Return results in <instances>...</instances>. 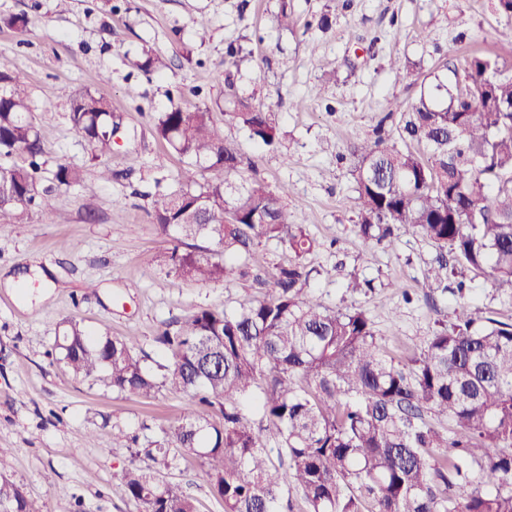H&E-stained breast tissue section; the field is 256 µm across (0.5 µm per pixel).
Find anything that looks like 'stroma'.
Wrapping results in <instances>:
<instances>
[{"instance_id":"obj_1","label":"stroma","mask_w":512,"mask_h":512,"mask_svg":"<svg viewBox=\"0 0 512 512\" xmlns=\"http://www.w3.org/2000/svg\"><path fill=\"white\" fill-rule=\"evenodd\" d=\"M284 3L296 20L287 29L275 22ZM21 13L30 19L26 32L0 28V70L27 84L46 174L60 164L80 168L97 193L89 207L79 187L61 186L29 223L0 225V451L11 478L47 512H138L119 492L131 452L113 446L112 433L120 427L150 440L186 406L185 396L165 388L139 399L102 378H74L53 354L64 321L135 337L137 349L162 364L167 356L155 343L162 323L264 297L270 274L291 258L270 241L233 283L169 276V243L151 222L149 196L176 186L184 162L155 136L157 113L213 106L218 131L238 141L259 176L291 186L288 211L319 242L304 259L310 290L331 308L366 310L389 356L408 362L452 320L455 295L426 286L438 255L431 241L399 231L390 245H371L358 235L351 148L377 130L397 131L395 107L417 97L415 76L453 80L474 54L512 63V44L501 37L512 17L494 0H71L64 12L56 0H0V15ZM146 47L164 59L162 72L138 68ZM231 47L243 57L232 74ZM394 58L408 76L391 72ZM86 90L111 100L120 129L111 154L98 160L68 121V92ZM230 94L271 113L277 150L225 119L216 104ZM105 166L113 180L99 179ZM353 273L370 289L347 290ZM464 280L476 318L512 320V305L488 276L469 272ZM155 470L198 512H224L194 453L173 452L170 466Z\"/></svg>"}]
</instances>
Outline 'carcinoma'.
<instances>
[{"mask_svg":"<svg viewBox=\"0 0 512 512\" xmlns=\"http://www.w3.org/2000/svg\"><path fill=\"white\" fill-rule=\"evenodd\" d=\"M68 97L72 128L94 157L109 154L111 102L91 91ZM32 112L24 81L0 72V157L21 158L0 163V213L10 224L49 205L55 185L96 195L65 164L44 184ZM402 114L398 138L380 131L353 145L359 236L381 244L396 229L416 231L439 250L434 285L446 291L449 276L483 272L512 303V65L469 56L453 83L421 89ZM224 116L258 146L279 145L269 113L231 99ZM154 132L185 159L177 186L155 193L149 210L170 237L165 263L176 278L229 283L256 246L274 240L293 259L272 274L265 297L164 324L156 341L169 360L158 373L131 338L67 321L59 360L73 377L103 374L130 397L162 387L187 397L183 418L158 428L146 456L167 466L173 450L195 453L224 512H291L290 487L308 512H512V322L479 323L462 304L419 354L395 362L365 310L331 309L309 291L303 257L317 241L284 205L291 187L244 177L252 162L218 132L209 107L161 112ZM200 170L215 179L197 185ZM249 410L263 424L253 426ZM8 467L0 455V505L44 512ZM121 491L139 512H196L176 485L134 462Z\"/></svg>","mask_w":512,"mask_h":512,"instance_id":"cac0c4a2","label":"carcinoma"}]
</instances>
